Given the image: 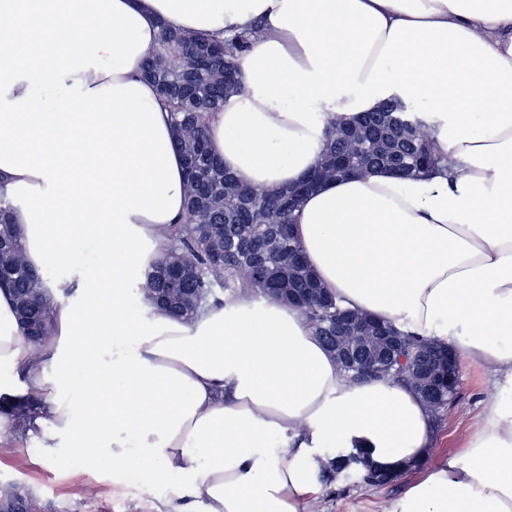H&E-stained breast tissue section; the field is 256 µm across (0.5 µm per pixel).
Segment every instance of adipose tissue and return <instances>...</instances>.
<instances>
[{"instance_id": "1", "label": "adipose tissue", "mask_w": 512, "mask_h": 512, "mask_svg": "<svg viewBox=\"0 0 512 512\" xmlns=\"http://www.w3.org/2000/svg\"><path fill=\"white\" fill-rule=\"evenodd\" d=\"M232 35L244 88L209 125L241 184L299 183L349 122L423 104L454 179L386 170L326 182L294 237L342 306L450 345L512 386V0H0V197L47 286L50 339L28 344L0 287V396L43 397L44 460L79 453L191 491V512H303L329 448L403 473L432 447L406 385L352 382L293 308L245 294L185 322L146 301L164 226L185 210L168 111L138 75L161 25ZM395 512H512V405L492 403L465 462L410 484ZM95 258L92 247H89L86 251H84L81 255H79L73 266H71L67 271H64L58 276L61 278H71L72 282L68 283L64 289H69L70 293L75 290L77 287V278L80 275L92 273L94 270Z\"/></svg>"}]
</instances>
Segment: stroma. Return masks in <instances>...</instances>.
Segmentation results:
<instances>
[{
    "label": "stroma",
    "instance_id": "stroma-1",
    "mask_svg": "<svg viewBox=\"0 0 512 512\" xmlns=\"http://www.w3.org/2000/svg\"><path fill=\"white\" fill-rule=\"evenodd\" d=\"M460 375L454 404L432 424L433 448L424 462L386 486L354 479L319 486L306 512H392L406 485L424 470L449 459L463 460L487 400L512 401V389H500L492 374L475 364H461ZM11 427V434L0 439V484L22 489L27 512H177L182 505L165 484L129 483L127 469L110 463L92 464L78 454L47 462L37 448V428L17 421Z\"/></svg>",
    "mask_w": 512,
    "mask_h": 512
}]
</instances>
